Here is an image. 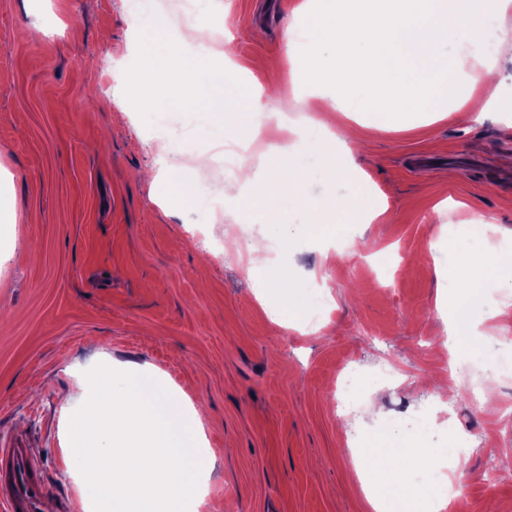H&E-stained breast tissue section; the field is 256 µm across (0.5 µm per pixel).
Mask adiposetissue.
<instances>
[{
	"label": "adipose tissue",
	"instance_id": "obj_1",
	"mask_svg": "<svg viewBox=\"0 0 512 512\" xmlns=\"http://www.w3.org/2000/svg\"><path fill=\"white\" fill-rule=\"evenodd\" d=\"M511 6L512 0H307L309 13H326L328 21L290 33L289 38L301 48L331 46L339 52L335 70H328V58L321 54L312 57L309 67L313 78L327 70L332 73L330 91L322 97L325 110L387 111L432 93L447 96L452 74L472 86L491 85L495 63L479 54L475 45L481 28L498 22ZM171 27L167 17L158 15L144 33V73L153 78L161 95L200 116L210 135L224 138L234 126L245 143H252L262 126L260 97L227 103L224 91L237 86L239 68L228 62L215 70L202 54L190 55L171 45L158 47L159 38ZM451 36L457 48L447 53L443 47ZM328 149L324 125L310 120L290 127L288 139L278 148V162L260 156L265 177L241 165L226 190L253 211L255 223H272L281 205L303 200L306 161ZM457 277L468 289L492 277L512 288V260L473 250L463 256Z\"/></svg>",
	"mask_w": 512,
	"mask_h": 512
}]
</instances>
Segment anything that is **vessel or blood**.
Returning a JSON list of instances; mask_svg holds the SVG:
<instances>
[{
    "mask_svg": "<svg viewBox=\"0 0 512 512\" xmlns=\"http://www.w3.org/2000/svg\"><path fill=\"white\" fill-rule=\"evenodd\" d=\"M43 475L24 448H0V512H42Z\"/></svg>",
    "mask_w": 512,
    "mask_h": 512,
    "instance_id": "1",
    "label": "vessel or blood"
}]
</instances>
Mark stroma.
<instances>
[{
    "label": "stroma",
    "mask_w": 512,
    "mask_h": 512,
    "mask_svg": "<svg viewBox=\"0 0 512 512\" xmlns=\"http://www.w3.org/2000/svg\"><path fill=\"white\" fill-rule=\"evenodd\" d=\"M300 2L0 0V448H26L54 499L82 486L65 432L85 371L104 363L144 371L201 412L215 464L200 512H371L367 492L409 489L381 465L357 475L355 415L336 402L350 364L382 406L371 438L448 463L459 438L482 434L490 450L470 456L451 510L512 512V372L484 386L497 349L469 355L442 396L450 411L434 410L427 384L448 377L437 342L473 225H486V250L512 254V58H499V108L479 122L459 125L449 101L420 103L410 121L362 112L354 183L311 161L305 210L358 190L384 213L337 214L327 233L288 214L276 263L292 269L306 318L277 323L287 295L240 271L245 237L269 251L274 239L225 198L224 148L156 98L129 19L206 12L207 45L244 70L230 98L265 89L251 63L277 59L295 78L264 103L294 120L325 86L308 79L307 54L288 50L289 27L309 23ZM108 81L109 98L99 92ZM204 151L213 160L201 169ZM190 183L206 198L183 194ZM340 239L353 240L349 257L327 261ZM394 415L411 429H389Z\"/></svg>",
    "instance_id": "stroma-1"
}]
</instances>
